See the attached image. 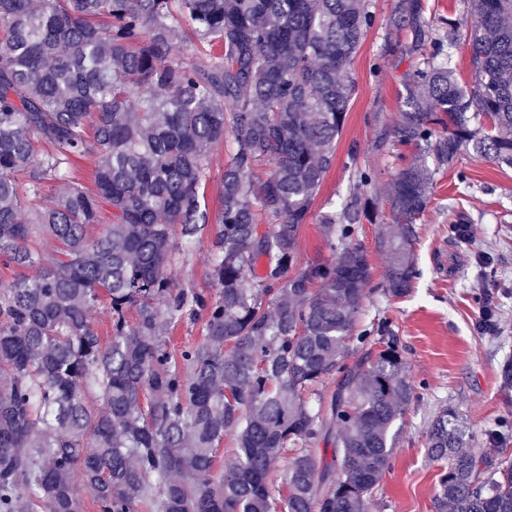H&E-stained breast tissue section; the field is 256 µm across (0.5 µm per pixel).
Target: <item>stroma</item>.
Here are the masks:
<instances>
[{
	"mask_svg": "<svg viewBox=\"0 0 512 512\" xmlns=\"http://www.w3.org/2000/svg\"><path fill=\"white\" fill-rule=\"evenodd\" d=\"M394 0H370L375 24L351 66L357 91L336 142L332 167L299 233V262L329 259L331 252L317 214L327 202L344 206L355 167L377 173L369 193L385 202L399 165L383 144L404 104V80L411 61L400 46L405 35L393 26ZM464 171L467 182L456 173ZM467 225L465 236L449 233ZM385 219L363 222L355 241L368 255L371 283L360 323L389 320L417 397L404 416L389 470L368 512H435L434 488L440 468L426 451L425 432L439 408L456 407L470 428L493 423L512 409V388L503 369L512 362V167L463 152L437 177L431 202L416 226L413 244L417 276L411 292L387 298L382 290L386 254L381 245ZM213 231H205L174 257L178 287L207 290ZM495 310V332L481 331L477 295Z\"/></svg>",
	"mask_w": 512,
	"mask_h": 512,
	"instance_id": "stroma-1",
	"label": "stroma"
}]
</instances>
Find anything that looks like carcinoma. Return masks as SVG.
I'll return each mask as SVG.
<instances>
[{
    "mask_svg": "<svg viewBox=\"0 0 512 512\" xmlns=\"http://www.w3.org/2000/svg\"><path fill=\"white\" fill-rule=\"evenodd\" d=\"M467 4L469 29L430 22L425 0L395 3L415 66L392 147L420 153L387 196L393 299L413 288L436 176L464 149L512 166V0ZM374 22L366 0H0V264L35 266L37 229L65 254L0 287V512H86L78 482L97 512H368L416 391L391 325H357L371 271L353 238L378 215L364 196L374 171L356 169L351 204L322 215L331 258L287 272ZM179 30L211 49L205 60L168 59ZM462 41L468 91L449 66ZM226 138L214 288H178L172 227L188 242L204 230L207 151ZM84 157L92 190L67 179ZM28 200L40 207L23 224ZM104 205L112 219L90 239ZM103 300L105 339L89 321ZM200 316L201 338L172 351L169 330ZM484 435L508 445L512 413ZM426 442L444 463L436 512H512V457L474 447L454 407ZM284 452L281 489L269 476Z\"/></svg>",
    "mask_w": 512,
    "mask_h": 512,
    "instance_id": "carcinoma-1",
    "label": "carcinoma"
}]
</instances>
